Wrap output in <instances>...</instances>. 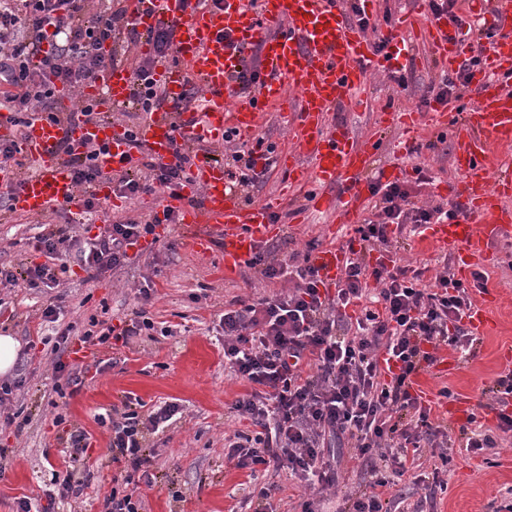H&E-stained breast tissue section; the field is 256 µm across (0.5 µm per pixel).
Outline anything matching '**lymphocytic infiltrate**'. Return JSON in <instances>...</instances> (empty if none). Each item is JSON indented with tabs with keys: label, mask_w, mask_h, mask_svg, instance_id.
Returning <instances> with one entry per match:
<instances>
[{
	"label": "lymphocytic infiltrate",
	"mask_w": 512,
	"mask_h": 512,
	"mask_svg": "<svg viewBox=\"0 0 512 512\" xmlns=\"http://www.w3.org/2000/svg\"><path fill=\"white\" fill-rule=\"evenodd\" d=\"M141 39L151 44L153 53L129 65L133 109L150 115L168 105L153 75L173 52L172 27L140 31L125 0H107L106 8L96 13L91 12L89 0H0V107L8 109L9 121L20 128L39 120L67 128L89 122L97 115V101L88 99L79 110L62 112L57 107L58 89L99 78L120 64L123 43ZM125 135L129 150L137 154L130 171L104 167L108 145H91L77 153L69 142L61 143L73 182L83 190L79 215L37 236L35 249L44 255V263L16 272L0 268L1 285L58 286L59 274L69 269L64 259L68 249L75 251L88 279H97L125 264L129 249L154 234L156 221L128 215L113 216L104 230L93 233L98 186L109 183L115 195L126 199L158 187L180 190L190 180L193 156L203 139L182 138L175 144L174 162L162 163L146 152L136 126H126ZM223 139L234 146L224 157L228 187L252 201L253 190L275 162V148L270 145L255 153L238 145L237 134L230 129ZM21 152L18 141H0V172L7 176L0 183L1 222L14 211L16 178L23 172ZM369 189L372 215L355 230L366 251L387 244L390 235H402L406 226L418 229L456 218L463 211L458 204L449 209L418 207L398 181H377ZM252 263L265 279L286 276L295 287L288 295L264 296L219 316L224 365L250 387L231 410L257 429L255 436L230 443L228 457L237 467L283 469L305 487H332L336 459L324 450L333 443H347L363 458H379L401 477L422 445L447 438V427L432 421L430 407L412 393L411 385L414 376L435 363L441 347L464 354L473 346L475 338L464 322L472 298L463 282L442 276L426 286L419 274L408 273L394 259L370 266L356 256L349 259L340 283L330 292L312 262L274 264L260 249ZM351 306L357 308V316L347 315ZM155 329L165 336L172 333L168 326L156 328L141 307L133 318L117 325L90 317L79 340L96 349L95 368L101 371L112 363L107 352L113 342ZM69 343V328L59 329L52 390L61 397L67 387L84 381V368L65 359ZM178 412V405L169 403L144 415L129 397L113 411L109 451L125 474L113 479L101 512H143L140 489L153 487L156 480L152 465L157 452L148 447L147 437L171 425ZM66 441L69 463L53 471L45 505L33 508L23 497L16 512H50L56 497L83 495L89 480L78 477L75 465L88 460L91 435L75 427Z\"/></svg>",
	"instance_id": "obj_1"
}]
</instances>
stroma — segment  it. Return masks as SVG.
Instances as JSON below:
<instances>
[{"mask_svg":"<svg viewBox=\"0 0 512 512\" xmlns=\"http://www.w3.org/2000/svg\"><path fill=\"white\" fill-rule=\"evenodd\" d=\"M402 55L418 60L413 84L400 87L392 72H381L371 79L365 115L340 112V119L351 121L359 134L373 133L375 114L383 107L425 108L433 102L441 76L423 63V47H407ZM439 136V131H432L403 149L397 144L396 132L384 133L377 161L381 168H402V180L413 201L426 209H448L458 201L455 195L439 197L433 192L434 186L446 187L457 178L451 144ZM287 182V170L275 167L254 197L259 202L275 201L281 216L283 230L267 244L269 259L291 257L300 263L329 244L331 235L322 216L309 210L304 194L283 198ZM60 221L50 211L39 217L13 214L9 223L0 224V267L40 262L30 244L44 227ZM158 232L157 243L143 244L127 264L96 280H87L74 264L52 290L0 286V334L14 336L21 344L14 368L0 375V384L24 379V386L13 391L6 408L29 418L22 434L0 431V512H16L18 499L25 496L35 504H45L44 490L51 474L63 464L61 429L54 423L60 413L70 424L93 434L92 456L97 466L83 496L57 499L55 510L100 512V499L109 492L120 467L108 452L111 432L95 417L128 394L138 397L149 411L168 402L178 403L181 411L176 422L149 437L157 451L158 479L143 491L145 512H253L250 500L256 483L249 470L236 468L224 450L226 438L255 432L250 422L230 410L248 386L224 367V338L217 315L235 300L249 304L267 294H288L295 283L285 278L266 280L250 267L242 269L237 279L225 280L218 266L219 253L206 259L187 253L179 225L164 224ZM388 248L399 265L421 271L423 283L444 272L442 254H417L412 235L391 236ZM493 250L497 262L482 268L480 278L469 280L467 287L473 295L483 286L500 292L501 301L493 310L497 328L478 337L470 355L458 359L447 378L436 382L438 394L430 401L433 418L440 420L446 398L468 399L476 426L491 431L498 422L495 381L512 368L504 357L505 351H512V239L496 243ZM147 286L152 297L144 305L140 290ZM203 288L209 291L208 299L193 301V294ZM56 294L62 298L60 325H73L78 332L90 316L105 312L113 319H124L141 306L154 323L179 326L180 332L174 337L134 338L119 351L116 365L86 379L65 404L55 408L50 404L55 355L51 345L41 344L40 339L52 333L42 311ZM443 388L449 390V397L440 396ZM460 427V422H449L447 443L421 449L409 474L389 490L390 512H495L512 502V434H499L497 447L475 454L464 448ZM335 454L341 466L332 487L306 489L287 472L266 473L265 481L279 486L271 500L273 512H300L301 502L308 499L314 501L317 512H348L351 495L371 481L372 473L354 449L339 448Z\"/></svg>","mask_w":512,"mask_h":512,"instance_id":"35a3bbf8","label":"stroma"}]
</instances>
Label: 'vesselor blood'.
I'll use <instances>...</instances> for the list:
<instances>
[{"label":"vessel or blood","instance_id":"vessel-or-blood-1","mask_svg":"<svg viewBox=\"0 0 512 512\" xmlns=\"http://www.w3.org/2000/svg\"><path fill=\"white\" fill-rule=\"evenodd\" d=\"M349 0H222L220 6L191 10L188 0H126L142 28L161 24L176 27L174 60L162 65L156 77L170 103H182L189 87L204 93L203 109L179 116L157 112L142 125L140 137L150 153L165 163L174 162L178 134L222 135L235 129L252 139L269 109L287 108L288 141L280 161L287 165L290 190L314 187L310 205L329 224L343 229L358 223L370 199L364 191L382 146L380 137L360 136L353 125L337 120V110L360 111L371 74L391 68L392 60L375 52V41L423 45L440 73H456L464 60L479 55L480 64L470 82L477 94L475 106L459 109L442 100L425 109L379 113L377 125L414 141L429 129H451L452 160L458 181L454 194L465 199L464 217L422 228L415 240L418 252L451 255L460 279L475 267L494 262L493 243L512 236V0H466V10L485 21L488 45L476 51L472 42L448 33L446 19L417 11L392 26L378 23V0H364L367 26L351 17ZM258 51L261 81L249 96H241L237 77ZM132 78L116 66L86 87L103 112L129 102ZM77 147L108 145L103 159L115 170L126 168L123 129L110 121L92 120L72 131L41 121L28 127L22 142L37 168L25 179L13 204L17 212L39 215L54 205H75L77 190L70 167L58 151L63 136ZM342 194H334V187ZM200 204H192V197ZM159 206L180 214L184 241L193 253L208 255L212 246L222 250L225 278H233L253 258L259 244L279 235L270 221V205L245 202L226 190L224 168L211 155L198 154L193 180L181 195H163ZM349 252L336 244L322 248L313 263L327 286L342 278ZM495 291L481 293L466 317L475 336L497 326L491 305ZM455 366L448 353L414 379L413 387L429 396L437 379Z\"/></svg>","mask_w":512,"mask_h":512}]
</instances>
